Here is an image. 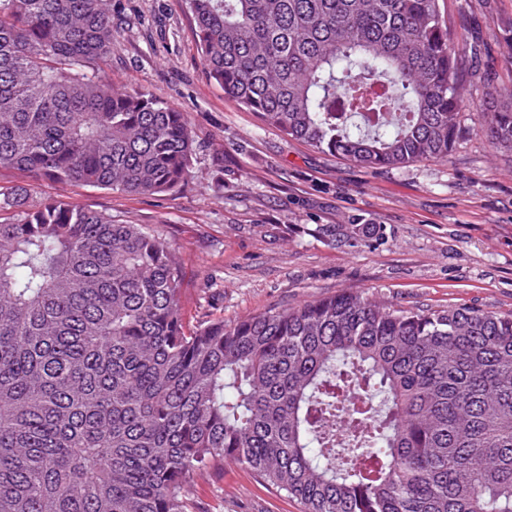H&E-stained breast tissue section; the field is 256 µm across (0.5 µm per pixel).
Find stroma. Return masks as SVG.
<instances>
[{
  "instance_id": "stroma-1",
  "label": "stroma",
  "mask_w": 512,
  "mask_h": 512,
  "mask_svg": "<svg viewBox=\"0 0 512 512\" xmlns=\"http://www.w3.org/2000/svg\"><path fill=\"white\" fill-rule=\"evenodd\" d=\"M112 53L95 69L183 112L197 145L176 195L138 196L0 170V185L147 224L184 266L187 327L231 322L342 290L433 309L512 311V152L460 115L447 160L367 169L264 126L206 78L186 0H111ZM460 46L467 96L512 88V0H440ZM195 512H300L249 470L197 479Z\"/></svg>"
}]
</instances>
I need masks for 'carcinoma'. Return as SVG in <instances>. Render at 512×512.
<instances>
[{
	"label": "carcinoma",
	"instance_id": "carcinoma-1",
	"mask_svg": "<svg viewBox=\"0 0 512 512\" xmlns=\"http://www.w3.org/2000/svg\"><path fill=\"white\" fill-rule=\"evenodd\" d=\"M207 77L362 167L447 160L459 46L440 0H187ZM111 0H0V169L179 192L183 113L92 70ZM484 135L512 151V91ZM145 224L0 186V512H194L230 461L302 512H512V312L341 291L190 329Z\"/></svg>",
	"mask_w": 512,
	"mask_h": 512
}]
</instances>
